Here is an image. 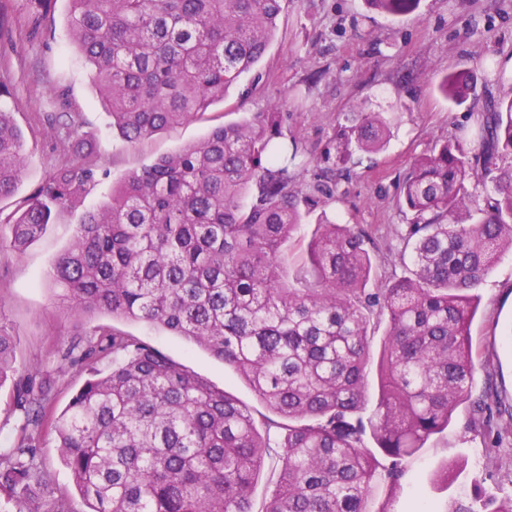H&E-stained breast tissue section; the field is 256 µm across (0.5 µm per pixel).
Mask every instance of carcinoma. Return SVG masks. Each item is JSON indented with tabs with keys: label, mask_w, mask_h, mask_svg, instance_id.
<instances>
[{
	"label": "carcinoma",
	"mask_w": 512,
	"mask_h": 512,
	"mask_svg": "<svg viewBox=\"0 0 512 512\" xmlns=\"http://www.w3.org/2000/svg\"><path fill=\"white\" fill-rule=\"evenodd\" d=\"M40 26L54 0H29ZM74 45L93 68L112 130L130 145L182 125L224 99L264 57L283 0H68ZM419 0H366L383 14ZM448 101L476 100L449 72ZM0 82V199L15 193L26 156ZM283 105L213 128L126 175L85 210L51 268L71 314L106 312L166 329L206 349L252 388L265 415L136 336L100 332L78 360L112 356L52 422L89 512H390L412 463L471 396L475 291L512 252V98L491 100L475 129L417 158L400 197L413 213L400 260L409 275L369 287L374 242L348 224H319L306 258L285 247L304 212L326 204L322 184L299 187L282 155ZM389 130L378 112L340 126L333 167L379 151ZM84 145L74 124L59 132ZM106 172L62 164L9 221L21 252L80 202ZM386 322L379 396L367 407L371 320ZM15 337L0 326V386L15 378L23 413L17 442L0 453V491L20 506L55 496L37 455L48 388L17 375ZM371 437L375 447L365 445ZM271 459L273 490L255 507ZM448 512H512V496L453 501Z\"/></svg>",
	"instance_id": "carcinoma-1"
}]
</instances>
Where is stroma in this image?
I'll use <instances>...</instances> for the list:
<instances>
[{
  "instance_id": "1",
  "label": "stroma",
  "mask_w": 512,
  "mask_h": 512,
  "mask_svg": "<svg viewBox=\"0 0 512 512\" xmlns=\"http://www.w3.org/2000/svg\"><path fill=\"white\" fill-rule=\"evenodd\" d=\"M12 26L0 40V81L8 85L27 156L24 177L0 214L22 208L26 199L71 153L60 143L48 115L68 113L81 124L93 152L90 163L108 177L86 198L108 199L113 183L156 157L202 140L211 129L245 120L285 103L284 142L300 141L312 162L291 168L302 188L322 180L323 161L339 123L349 113L379 112L390 137L375 154L355 155L351 172L330 181L334 194L325 209H314L298 233L309 239L321 217L368 230L378 246L376 274L403 275L400 233L412 215L399 198L414 158L436 142L473 124L472 104L449 102L438 90L451 71H467L480 93L512 95V0H420L411 13L390 16L367 9L364 0H284L275 37L264 58L245 74L225 100L177 128L136 146L112 131L92 72L70 41L67 0H55L52 29L33 24L28 0H0ZM77 212L58 214L54 224L24 252L0 241V324L16 340L21 374L47 375L52 383L50 414H59L82 384L84 367L59 368L62 349L96 339L100 329L135 336L161 350L216 388L253 409L261 404L233 368L205 349L169 331L108 313L72 315L55 301L49 277L54 260L69 246ZM479 305L470 330L476 365L471 401L455 410L442 434L431 437L390 503L391 512H446L450 499H471L475 489L512 496V449L496 447L494 430L479 424L473 403L485 391L512 404V253L504 254L477 291ZM38 451L71 512H86L57 448L52 428L38 438ZM458 466L451 486H433L444 464Z\"/></svg>"
}]
</instances>
